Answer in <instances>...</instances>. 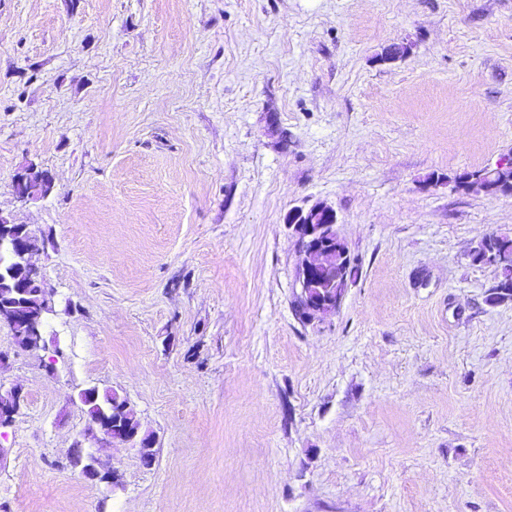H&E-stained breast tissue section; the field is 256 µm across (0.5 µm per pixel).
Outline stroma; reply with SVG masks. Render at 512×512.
Returning <instances> with one entry per match:
<instances>
[{
  "mask_svg": "<svg viewBox=\"0 0 512 512\" xmlns=\"http://www.w3.org/2000/svg\"><path fill=\"white\" fill-rule=\"evenodd\" d=\"M509 154L512 0H0V213L55 304L37 352L0 317V512H512V298L469 258L512 196L451 184ZM318 202L357 272L307 322ZM93 387L154 440L96 444L109 492L68 462ZM313 214L311 217L310 215ZM331 216L335 220L336 215L330 207L316 204L306 212V224H295L298 233L297 252L299 262L297 266V282L301 287L299 301L306 304L305 319H314L317 315L336 311L340 308L342 299L336 296V288H328L335 295L316 296L312 294L310 284L323 279L325 272L320 260L323 249L331 243L325 239L326 229L330 224H318L316 215Z\"/></svg>",
  "mask_w": 512,
  "mask_h": 512,
  "instance_id": "1",
  "label": "stroma"
}]
</instances>
